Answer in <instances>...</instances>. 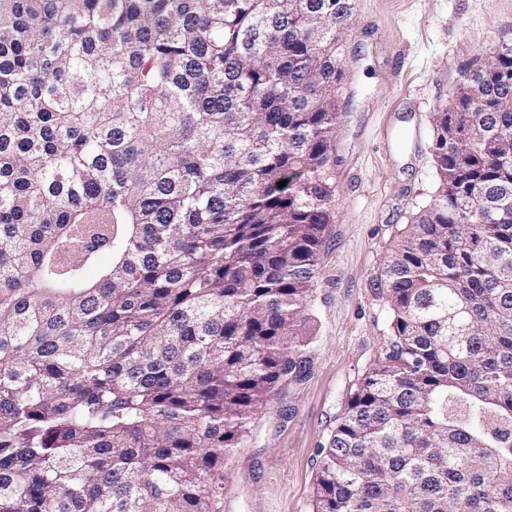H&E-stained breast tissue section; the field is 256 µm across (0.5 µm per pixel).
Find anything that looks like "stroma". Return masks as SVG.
Instances as JSON below:
<instances>
[{
    "instance_id": "1",
    "label": "stroma",
    "mask_w": 512,
    "mask_h": 512,
    "mask_svg": "<svg viewBox=\"0 0 512 512\" xmlns=\"http://www.w3.org/2000/svg\"><path fill=\"white\" fill-rule=\"evenodd\" d=\"M505 45L512 0H353L306 369L276 387L225 460L224 512H311L318 450L388 331L379 269L437 188L432 114Z\"/></svg>"
}]
</instances>
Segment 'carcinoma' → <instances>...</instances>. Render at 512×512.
Masks as SVG:
<instances>
[{"label":"carcinoma","mask_w":512,"mask_h":512,"mask_svg":"<svg viewBox=\"0 0 512 512\" xmlns=\"http://www.w3.org/2000/svg\"><path fill=\"white\" fill-rule=\"evenodd\" d=\"M352 15L0 0V512H224V458L305 368ZM432 125L313 512H512V46Z\"/></svg>","instance_id":"obj_1"}]
</instances>
